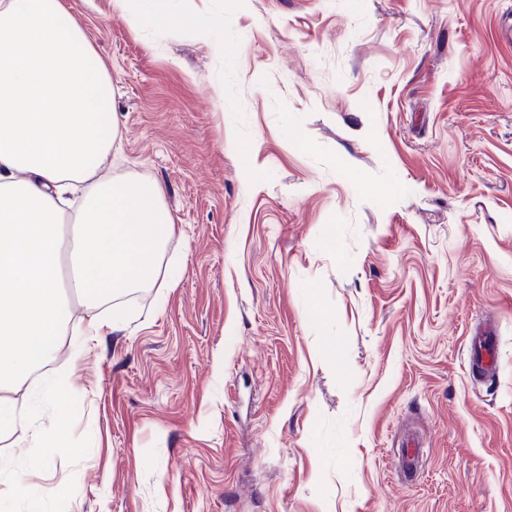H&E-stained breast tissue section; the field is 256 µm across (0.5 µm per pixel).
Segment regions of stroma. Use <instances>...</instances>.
I'll use <instances>...</instances> for the list:
<instances>
[{
  "label": "stroma",
  "instance_id": "35a3bbf8",
  "mask_svg": "<svg viewBox=\"0 0 512 512\" xmlns=\"http://www.w3.org/2000/svg\"><path fill=\"white\" fill-rule=\"evenodd\" d=\"M66 3L115 90L101 172L174 229L100 303L120 330L71 296L0 388L64 424L0 428V512H512V0ZM488 335L478 339V349L474 350L472 355V366L475 370H480L483 375L487 374L496 362V352L492 344L493 336Z\"/></svg>",
  "mask_w": 512,
  "mask_h": 512
}]
</instances>
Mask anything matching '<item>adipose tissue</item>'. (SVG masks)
<instances>
[{"label":"adipose tissue","mask_w":512,"mask_h":512,"mask_svg":"<svg viewBox=\"0 0 512 512\" xmlns=\"http://www.w3.org/2000/svg\"><path fill=\"white\" fill-rule=\"evenodd\" d=\"M113 96L64 0H0V385L50 358L64 291L152 281L172 234L159 184L100 174Z\"/></svg>","instance_id":"obj_1"}]
</instances>
